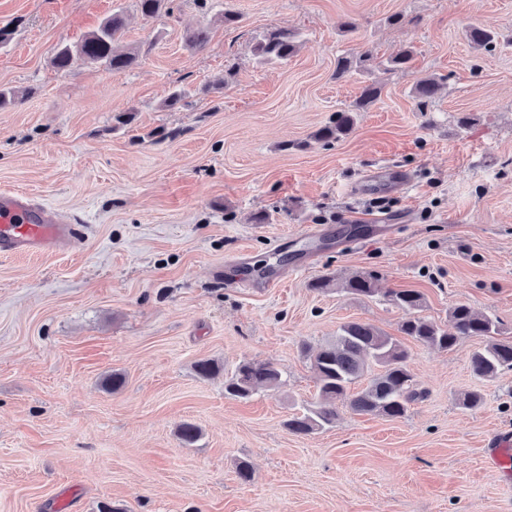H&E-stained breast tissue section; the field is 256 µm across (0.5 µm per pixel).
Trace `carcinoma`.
Returning <instances> with one entry per match:
<instances>
[{"label":"carcinoma","instance_id":"1","mask_svg":"<svg viewBox=\"0 0 512 512\" xmlns=\"http://www.w3.org/2000/svg\"><path fill=\"white\" fill-rule=\"evenodd\" d=\"M125 32V20L117 11L106 17L96 30L89 33L74 47L57 48L51 63L61 73H68L78 58L101 66L112 72L125 71L137 62L133 52H119L115 44ZM185 42L192 49H199L210 38V29L203 24L185 31ZM466 38L473 46L492 52L499 43V33L491 28L472 26ZM298 34L276 26L267 28L252 44L251 52L260 64L284 62L298 49ZM414 48L406 45L386 59L385 70L405 72L410 69ZM440 81L433 77L416 80L413 94L419 111L423 112L436 98ZM381 89L373 84L363 88L359 100L351 109L336 112L332 121L315 131L312 138L329 144L347 136L354 127V113L376 101ZM187 92L182 88L171 90L163 107L173 111L185 105ZM377 279L370 273L351 276L344 286L348 293L371 296L377 291ZM392 301L407 315L400 325V332L416 343L442 350L452 349L464 336H490L496 323L484 314L476 313L470 306L459 303L450 309L449 322L454 332L443 330L436 323L419 315L423 296L414 290L391 292ZM409 356L403 343L373 326L350 322L340 328L336 338L309 354L314 371L319 400L285 422L293 434L307 435L336 422L337 405H345L357 414L399 418L405 415L408 405L423 398L424 392L415 388L412 375L406 367ZM472 373L480 378H493L505 370H512V340L493 341L473 351L469 359ZM380 367L368 385L357 393L351 386L367 372L368 365ZM281 384V372L270 361H244L235 372L224 380V393L234 399L247 400L261 388L275 389Z\"/></svg>","mask_w":512,"mask_h":512}]
</instances>
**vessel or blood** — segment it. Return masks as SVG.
Masks as SVG:
<instances>
[{"instance_id": "obj_1", "label": "vessel or blood", "mask_w": 512, "mask_h": 512, "mask_svg": "<svg viewBox=\"0 0 512 512\" xmlns=\"http://www.w3.org/2000/svg\"><path fill=\"white\" fill-rule=\"evenodd\" d=\"M83 239L71 218L24 190L0 192V255L76 252Z\"/></svg>"}]
</instances>
